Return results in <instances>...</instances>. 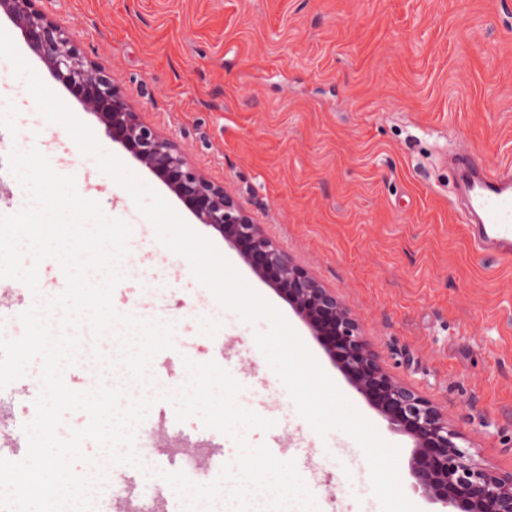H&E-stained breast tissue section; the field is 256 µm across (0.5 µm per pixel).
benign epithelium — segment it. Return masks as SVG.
<instances>
[{"instance_id":"benign-epithelium-1","label":"benign epithelium","mask_w":512,"mask_h":512,"mask_svg":"<svg viewBox=\"0 0 512 512\" xmlns=\"http://www.w3.org/2000/svg\"><path fill=\"white\" fill-rule=\"evenodd\" d=\"M0 11L55 80L97 116L109 138L157 175L188 205L198 223L240 245L254 270L322 323L325 337L337 342V359L353 383L383 407L390 424L405 429L421 443L410 469L414 488L457 512H512V473L499 474L472 462L461 445L463 434L449 427L428 400L381 369L358 323L336 296L273 247L244 204L207 179L176 143L145 122L109 71L41 8L40 0H0Z\"/></svg>"}]
</instances>
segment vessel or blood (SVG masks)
Listing matches in <instances>:
<instances>
[{
    "mask_svg": "<svg viewBox=\"0 0 512 512\" xmlns=\"http://www.w3.org/2000/svg\"><path fill=\"white\" fill-rule=\"evenodd\" d=\"M456 175L460 216L482 254L512 261V166L493 167L467 149L443 157Z\"/></svg>",
    "mask_w": 512,
    "mask_h": 512,
    "instance_id": "1",
    "label": "vessel or blood"
}]
</instances>
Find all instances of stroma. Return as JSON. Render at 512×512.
Returning <instances> with one entry per match:
<instances>
[{
	"label": "stroma",
	"instance_id": "obj_1",
	"mask_svg": "<svg viewBox=\"0 0 512 512\" xmlns=\"http://www.w3.org/2000/svg\"><path fill=\"white\" fill-rule=\"evenodd\" d=\"M87 52L112 71L143 118L177 143L192 165L247 203L264 235L358 319L383 368L448 416L472 460L512 471V262L475 252L448 194L439 158L452 145L490 165L512 163V0H42ZM0 29L41 80L121 160L268 293L322 369L380 436L400 449L402 486L412 481L414 438L391 429L324 353L292 304L258 279L238 246L199 224L189 208L120 144L95 114L51 75L9 19ZM37 149L74 176L133 232L112 302L123 314L174 323L173 348L147 374L156 396L136 432L142 460L204 479L178 456L183 437L208 438L199 416L176 419L164 391L186 380L185 360L215 362L243 390L239 404L274 407L272 430H249L254 445L292 429L300 415L277 375L256 382L239 371L258 355L255 331L222 307L187 259L156 238L131 195L100 172L66 128L37 110L23 78L0 58V215L29 199L8 171L15 149ZM237 356L225 359V337ZM41 392V365L0 390L1 423L23 436ZM174 422L170 450L150 449L159 418ZM307 447L291 451L320 512H381L360 447L337 453L339 431L304 426ZM115 496L139 490L146 512H180L171 487L129 465L112 469Z\"/></svg>",
	"mask_w": 512,
	"mask_h": 512
}]
</instances>
